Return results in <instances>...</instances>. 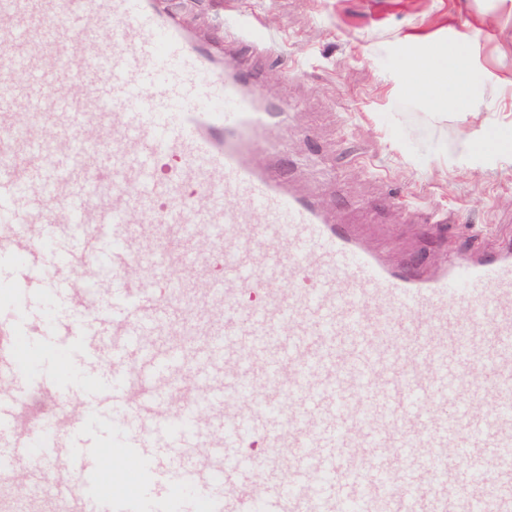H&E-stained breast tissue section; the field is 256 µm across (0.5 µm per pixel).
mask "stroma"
Listing matches in <instances>:
<instances>
[{
	"label": "stroma",
	"instance_id": "obj_1",
	"mask_svg": "<svg viewBox=\"0 0 512 512\" xmlns=\"http://www.w3.org/2000/svg\"><path fill=\"white\" fill-rule=\"evenodd\" d=\"M223 33L261 24L223 61L250 67L263 97L290 109L283 173L351 225L387 263L433 272L462 252L512 238V0H220ZM195 15H181L194 29ZM438 60L412 94L410 60ZM464 78L469 109L450 95ZM235 35L239 37L245 36L252 42L255 48L260 51H265L270 46V39L268 38L266 33L259 26L256 25L242 32H234V28L232 29V31H228V24L226 23L223 39L224 46H231L236 41H238L239 38Z\"/></svg>",
	"mask_w": 512,
	"mask_h": 512
}]
</instances>
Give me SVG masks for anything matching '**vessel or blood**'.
<instances>
[{
	"label": "vessel or blood",
	"mask_w": 512,
	"mask_h": 512,
	"mask_svg": "<svg viewBox=\"0 0 512 512\" xmlns=\"http://www.w3.org/2000/svg\"><path fill=\"white\" fill-rule=\"evenodd\" d=\"M212 53L156 0H0V71L27 77L0 89V457L38 486L65 448L48 494L75 512H512V242L387 265L245 163L286 107ZM190 288L220 331L157 344Z\"/></svg>",
	"instance_id": "1"
}]
</instances>
